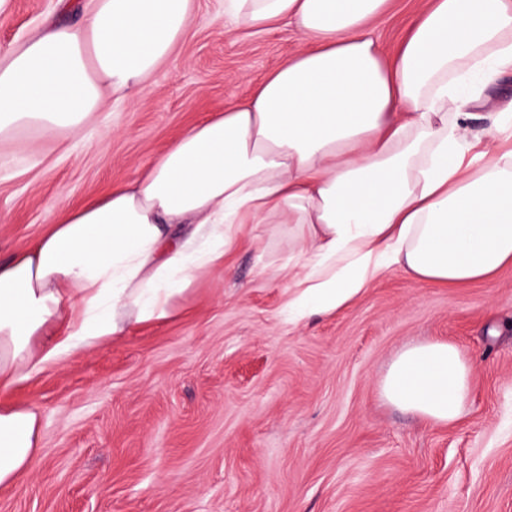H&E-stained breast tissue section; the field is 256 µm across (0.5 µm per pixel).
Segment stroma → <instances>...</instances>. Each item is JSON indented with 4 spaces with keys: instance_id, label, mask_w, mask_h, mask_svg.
<instances>
[{
    "instance_id": "35a3bbf8",
    "label": "stroma",
    "mask_w": 512,
    "mask_h": 512,
    "mask_svg": "<svg viewBox=\"0 0 512 512\" xmlns=\"http://www.w3.org/2000/svg\"><path fill=\"white\" fill-rule=\"evenodd\" d=\"M190 27L133 97L105 93L77 131L0 142V260L67 205L134 179L186 127L244 99L300 47L282 25L237 26L194 0ZM92 0H9L0 57ZM425 0H391L392 53ZM512 99V72L472 107L471 135ZM293 227L247 224L224 263L198 272L175 315L137 325L0 390L40 419L41 448L0 512H512V266L447 288L392 269L344 309L289 322ZM455 344L471 366L458 422L386 402L405 346Z\"/></svg>"
}]
</instances>
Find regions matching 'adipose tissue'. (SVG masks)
<instances>
[{
    "instance_id": "ef3b65f1",
    "label": "adipose tissue",
    "mask_w": 512,
    "mask_h": 512,
    "mask_svg": "<svg viewBox=\"0 0 512 512\" xmlns=\"http://www.w3.org/2000/svg\"><path fill=\"white\" fill-rule=\"evenodd\" d=\"M389 0H225L245 29L283 23L303 46L255 87L172 140L141 175L65 208L0 261V387L162 320L240 225L294 224L303 271L287 303L332 313L400 267L454 286L512 265V102L468 134L476 86L512 72V0H429L386 58L373 26ZM193 0H93L80 24L0 60V136L75 129L101 87L136 94L196 21ZM470 366L454 344L408 346L381 381L392 405L461 420ZM41 446L38 414L0 408V487Z\"/></svg>"
}]
</instances>
